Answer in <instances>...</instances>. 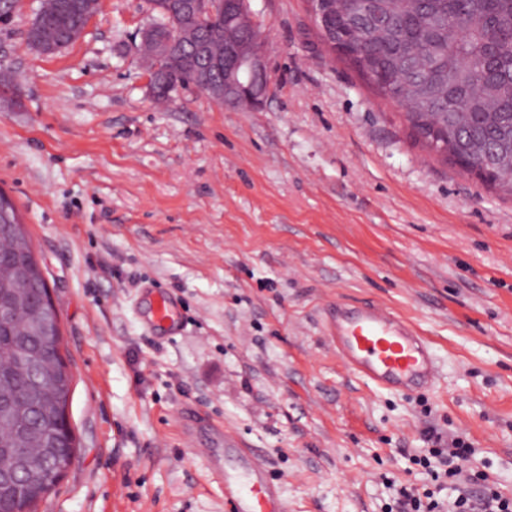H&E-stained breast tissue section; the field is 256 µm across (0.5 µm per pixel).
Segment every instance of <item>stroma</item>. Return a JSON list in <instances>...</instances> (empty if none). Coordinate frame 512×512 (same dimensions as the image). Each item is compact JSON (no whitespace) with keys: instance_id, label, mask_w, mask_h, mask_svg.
<instances>
[{"instance_id":"1","label":"stroma","mask_w":512,"mask_h":512,"mask_svg":"<svg viewBox=\"0 0 512 512\" xmlns=\"http://www.w3.org/2000/svg\"><path fill=\"white\" fill-rule=\"evenodd\" d=\"M251 5L258 109L193 86L155 103L148 0H99L54 55L26 43L40 0L0 18V191L58 309L79 442L35 512H230L228 432L265 456L287 512H388L391 483L430 482L413 462L429 424L466 436L512 498V198L415 143L307 0ZM150 285L181 333L147 329ZM337 302L411 322L436 386L346 367L325 334Z\"/></svg>"}]
</instances>
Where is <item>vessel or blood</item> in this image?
<instances>
[{"label":"vessel or blood","instance_id":"1","mask_svg":"<svg viewBox=\"0 0 512 512\" xmlns=\"http://www.w3.org/2000/svg\"><path fill=\"white\" fill-rule=\"evenodd\" d=\"M151 327L161 334L176 331L168 296L154 298ZM328 335L347 366L378 387L404 393L437 378L426 338L385 307L368 304L350 315L343 306L329 307ZM242 457L248 465L247 482L230 474L224 477V495L234 503L235 512H285L277 487L266 476V463L248 448Z\"/></svg>","mask_w":512,"mask_h":512}]
</instances>
